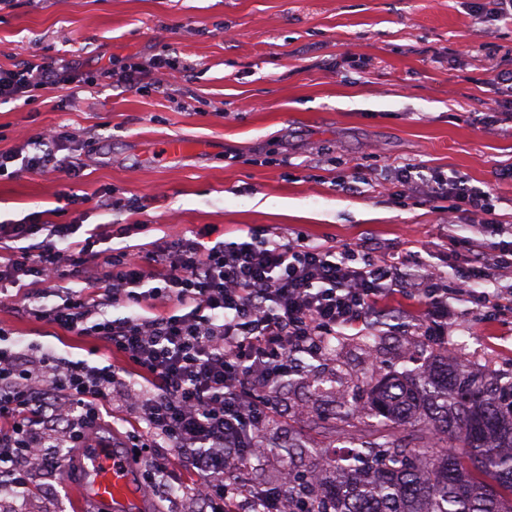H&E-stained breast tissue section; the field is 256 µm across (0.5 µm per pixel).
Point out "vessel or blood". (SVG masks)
Listing matches in <instances>:
<instances>
[{
	"instance_id": "1",
	"label": "vessel or blood",
	"mask_w": 512,
	"mask_h": 512,
	"mask_svg": "<svg viewBox=\"0 0 512 512\" xmlns=\"http://www.w3.org/2000/svg\"><path fill=\"white\" fill-rule=\"evenodd\" d=\"M87 479L78 495L86 512L105 508L106 512H130L142 505L146 494L133 486L128 456L108 443L99 441L86 451Z\"/></svg>"
}]
</instances>
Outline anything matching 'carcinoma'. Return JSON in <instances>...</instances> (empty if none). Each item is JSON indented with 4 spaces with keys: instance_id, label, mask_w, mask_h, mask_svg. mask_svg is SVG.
<instances>
[{
    "instance_id": "carcinoma-1",
    "label": "carcinoma",
    "mask_w": 512,
    "mask_h": 512,
    "mask_svg": "<svg viewBox=\"0 0 512 512\" xmlns=\"http://www.w3.org/2000/svg\"><path fill=\"white\" fill-rule=\"evenodd\" d=\"M339 418L370 438L338 456L303 436L278 449L301 478L288 501L308 512H512V375L435 355L415 375L390 374L363 408Z\"/></svg>"
}]
</instances>
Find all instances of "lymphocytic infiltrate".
Listing matches in <instances>:
<instances>
[{
    "mask_svg": "<svg viewBox=\"0 0 512 512\" xmlns=\"http://www.w3.org/2000/svg\"><path fill=\"white\" fill-rule=\"evenodd\" d=\"M73 59L23 60L0 69V102L38 87L67 88L94 81ZM62 132L46 131L23 159L0 153V172L19 163L24 172L75 168L56 156ZM397 194L425 188L429 198H451L458 212L495 214L489 193L456 177L402 167L392 183ZM74 224H1L0 239L13 247L0 261V298L22 294L24 315L40 316L80 336L107 343L121 364L104 367L44 352L31 355L0 347V493L25 496L31 476L21 459L41 449L38 470H55L62 448H85L97 435L103 403L113 392L138 415L129 445L147 449L163 440L181 465L199 477L194 495L209 512H281V486L245 492L241 478L227 476L230 463L250 465L269 451L259 442L272 393L296 371L298 354L316 355L338 330L366 325L381 302L397 292L420 297L426 324L447 322L448 292L437 273L408 256L356 265L351 248L311 244L303 236L203 246L184 235L155 245L146 264L128 249H101L91 233L60 250L56 239L76 233ZM56 297L41 303L42 288ZM185 312L168 313L170 301ZM139 314L113 318L116 304ZM138 369L148 390L129 388L124 366Z\"/></svg>",
    "mask_w": 512,
    "mask_h": 512,
    "instance_id": "f902f5d3",
    "label": "lymphocytic infiltrate"
}]
</instances>
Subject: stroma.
Returning a JSON list of instances; mask_svg holds the SVG:
<instances>
[{
    "label": "stroma",
    "instance_id": "35a3bbf8",
    "mask_svg": "<svg viewBox=\"0 0 512 512\" xmlns=\"http://www.w3.org/2000/svg\"><path fill=\"white\" fill-rule=\"evenodd\" d=\"M475 0H0V68L24 58L78 59L117 69L156 54L192 67L161 89L122 90L108 80L44 88L0 104V153L27 138L64 132L60 154L80 175L0 176V222L80 219L109 247L144 257L166 235H200L204 246L239 242L252 228L275 240L367 246L372 258L414 252L454 284L470 269L479 231L447 203L397 197L385 180L395 166L458 175L488 192L497 220L512 225V104L493 81L512 56V20L485 25ZM184 151L167 155L169 140ZM353 175L357 191L339 190ZM73 203H66V196ZM21 299L0 301L12 341L104 366L106 343L33 316ZM443 332L423 335L422 307L394 296L369 325L346 329L317 354L314 372L285 377L279 414L262 442L298 433L335 440L334 401L366 396L383 375L421 356L454 354L493 373L512 372V311L449 299ZM83 470L66 453L60 468L34 474L23 500L0 512H81L73 491ZM194 473L150 492L148 512H192Z\"/></svg>",
    "mask_w": 512,
    "mask_h": 512
}]
</instances>
